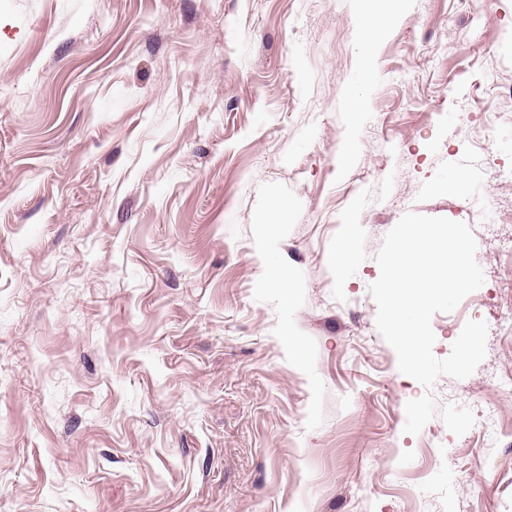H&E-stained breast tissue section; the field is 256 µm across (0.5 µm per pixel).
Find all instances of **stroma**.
Segmentation results:
<instances>
[{
    "mask_svg": "<svg viewBox=\"0 0 512 512\" xmlns=\"http://www.w3.org/2000/svg\"><path fill=\"white\" fill-rule=\"evenodd\" d=\"M495 10L402 0L366 48L355 0H0V512H512ZM409 212L475 236L433 354L490 298L486 357L429 392L492 441L404 431L369 286Z\"/></svg>",
    "mask_w": 512,
    "mask_h": 512,
    "instance_id": "35a3bbf8",
    "label": "stroma"
}]
</instances>
